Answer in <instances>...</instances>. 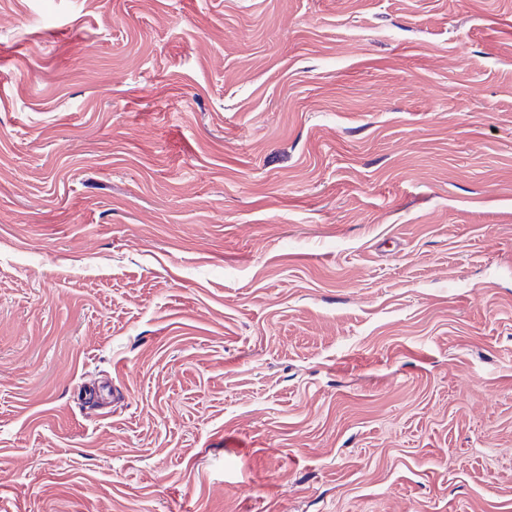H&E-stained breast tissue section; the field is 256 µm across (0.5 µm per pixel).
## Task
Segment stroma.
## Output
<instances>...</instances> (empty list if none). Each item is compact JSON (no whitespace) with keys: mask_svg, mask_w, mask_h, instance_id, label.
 Masks as SVG:
<instances>
[{"mask_svg":"<svg viewBox=\"0 0 512 512\" xmlns=\"http://www.w3.org/2000/svg\"><path fill=\"white\" fill-rule=\"evenodd\" d=\"M0 512H512V0H0Z\"/></svg>","mask_w":512,"mask_h":512,"instance_id":"obj_1","label":"stroma"}]
</instances>
